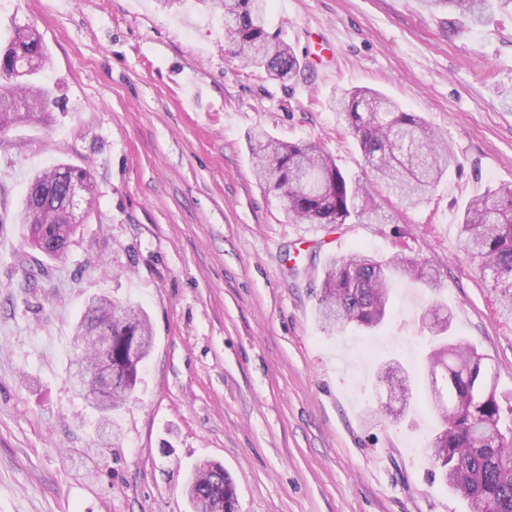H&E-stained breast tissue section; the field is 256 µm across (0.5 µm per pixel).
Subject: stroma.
Listing matches in <instances>:
<instances>
[{
  "label": "stroma",
  "mask_w": 512,
  "mask_h": 512,
  "mask_svg": "<svg viewBox=\"0 0 512 512\" xmlns=\"http://www.w3.org/2000/svg\"><path fill=\"white\" fill-rule=\"evenodd\" d=\"M17 23L40 32L68 108L0 135V512H190L184 480L206 460L237 512H467L425 454L439 421L421 314L447 306L453 340L512 397V320L458 231L470 198L512 185V0L477 29L425 0H273L271 30L307 66L285 83L233 55L217 0H0L1 43ZM357 87L423 116L460 168L426 202L380 196L387 224L289 220L250 135L318 144L364 175L330 108ZM60 162L98 195L50 258L18 214L30 176ZM359 248L428 261L438 282L397 279L382 327L326 334L313 290L328 256ZM102 294L154 331L111 439L66 379L73 326ZM393 358L416 375L411 416L366 423Z\"/></svg>",
  "instance_id": "obj_1"
}]
</instances>
